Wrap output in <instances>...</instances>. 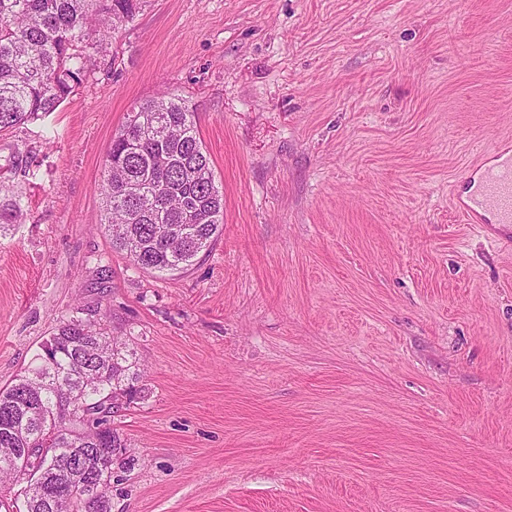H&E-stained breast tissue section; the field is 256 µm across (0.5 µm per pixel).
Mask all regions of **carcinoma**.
<instances>
[{"instance_id":"1","label":"carcinoma","mask_w":512,"mask_h":512,"mask_svg":"<svg viewBox=\"0 0 512 512\" xmlns=\"http://www.w3.org/2000/svg\"><path fill=\"white\" fill-rule=\"evenodd\" d=\"M144 0H0V130L54 112L96 62L113 24L136 16ZM112 247L145 270L191 267L223 230L224 190L216 184L189 100L163 93L127 113L112 137L101 185ZM48 356L0 387V448H24L0 482L41 474L57 512H111L83 486L46 468L53 456L97 448L112 465L91 483H112L134 458L116 429L99 431L139 394V374L101 324L70 319L43 344Z\"/></svg>"}]
</instances>
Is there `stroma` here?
I'll list each match as a JSON object with an SVG mask.
<instances>
[{"instance_id": "35a3bbf8", "label": "stroma", "mask_w": 512, "mask_h": 512, "mask_svg": "<svg viewBox=\"0 0 512 512\" xmlns=\"http://www.w3.org/2000/svg\"><path fill=\"white\" fill-rule=\"evenodd\" d=\"M197 111L224 227L112 247L134 104ZM512 137V0H146L57 112L0 131V386L98 321L142 392L112 512H512V240L454 200Z\"/></svg>"}]
</instances>
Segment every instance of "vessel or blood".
Wrapping results in <instances>:
<instances>
[{
  "mask_svg": "<svg viewBox=\"0 0 512 512\" xmlns=\"http://www.w3.org/2000/svg\"><path fill=\"white\" fill-rule=\"evenodd\" d=\"M460 210L468 222L491 214L495 223L512 224V150L498 155L495 163L482 171L478 188Z\"/></svg>",
  "mask_w": 512,
  "mask_h": 512,
  "instance_id": "obj_1",
  "label": "vessel or blood"
}]
</instances>
